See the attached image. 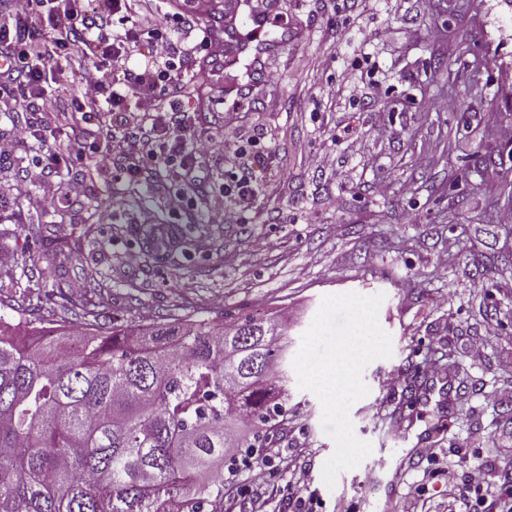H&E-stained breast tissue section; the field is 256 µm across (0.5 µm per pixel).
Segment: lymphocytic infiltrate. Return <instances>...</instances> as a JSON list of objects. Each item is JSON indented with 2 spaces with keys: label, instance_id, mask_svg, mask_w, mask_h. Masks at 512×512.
<instances>
[{
  "label": "lymphocytic infiltrate",
  "instance_id": "lymphocytic-infiltrate-1",
  "mask_svg": "<svg viewBox=\"0 0 512 512\" xmlns=\"http://www.w3.org/2000/svg\"><path fill=\"white\" fill-rule=\"evenodd\" d=\"M151 2L9 0V10L0 12V110L22 108L36 118L0 137V158L40 138L51 146L50 170L79 163L108 174L113 149H123L127 178L156 167L176 175L179 188L162 194L168 212L193 203L220 224L223 210L198 198L188 171L213 155H248L260 168L266 156L234 137L195 133L189 114L197 109V96L171 29L172 23H189L193 7L180 0L162 19L151 20ZM84 124L96 126L99 135L74 145L70 132ZM285 470L283 501L293 512H316L309 469L289 464ZM463 477L469 497L452 495L434 504L417 493L412 512H512V473L496 478L474 464Z\"/></svg>",
  "mask_w": 512,
  "mask_h": 512
}]
</instances>
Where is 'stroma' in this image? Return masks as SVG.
I'll use <instances>...</instances> for the list:
<instances>
[{
  "label": "stroma",
  "mask_w": 512,
  "mask_h": 512,
  "mask_svg": "<svg viewBox=\"0 0 512 512\" xmlns=\"http://www.w3.org/2000/svg\"><path fill=\"white\" fill-rule=\"evenodd\" d=\"M274 9L308 40L250 76L237 67L210 76L207 93L224 103L194 115L198 133L254 140L268 154L244 221L224 173H247L246 158L201 165L200 193L232 213L221 224L194 209L172 216L123 173L104 179L79 166L69 174L90 183L89 197L45 215L40 200L58 179L32 177L48 147L28 142L0 160V283L12 286L0 319L19 321L23 291L36 288L37 325L83 324L52 296L93 272L99 326L283 319L293 356L324 296L384 294L378 320L392 355L365 367L368 392L349 409L371 454L327 487L335 444L318 397L292 380L288 418L259 456L278 487L280 457L310 467L318 512H393L426 469L437 472L426 496L443 501L445 469L459 459L496 475L512 463V402L484 400L512 384V138L502 134L512 128V0H275ZM354 68L362 82L349 83ZM271 69L278 84L267 82ZM375 126L386 128L383 141H352ZM313 154L321 167L309 165ZM376 181L389 183L386 196L372 191ZM103 204L111 223L97 221ZM151 224L175 228L170 259L149 253ZM258 237L275 248L255 250ZM48 238L68 242L73 259L46 248ZM130 250L138 264L126 261ZM489 320L498 333L472 354ZM428 360L437 373L418 374ZM397 373L414 374L412 386H390ZM420 448L436 449V461Z\"/></svg>",
  "instance_id": "stroma-1"
}]
</instances>
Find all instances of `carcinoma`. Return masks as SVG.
Wrapping results in <instances>:
<instances>
[{
	"instance_id": "obj_1",
	"label": "carcinoma",
	"mask_w": 512,
	"mask_h": 512,
	"mask_svg": "<svg viewBox=\"0 0 512 512\" xmlns=\"http://www.w3.org/2000/svg\"><path fill=\"white\" fill-rule=\"evenodd\" d=\"M149 251L169 231L149 225ZM275 320L175 319L44 334L0 323V512H224L199 474L230 448H263L288 415ZM245 418L256 433L228 441Z\"/></svg>"
}]
</instances>
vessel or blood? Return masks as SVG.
<instances>
[{"label":"vessel or blood","mask_w":512,"mask_h":512,"mask_svg":"<svg viewBox=\"0 0 512 512\" xmlns=\"http://www.w3.org/2000/svg\"><path fill=\"white\" fill-rule=\"evenodd\" d=\"M275 24L274 16L265 12L257 0H225L224 32L215 36L206 62L226 68L244 64L252 69L260 65L264 54L304 40L301 32L276 34Z\"/></svg>","instance_id":"obj_1"}]
</instances>
